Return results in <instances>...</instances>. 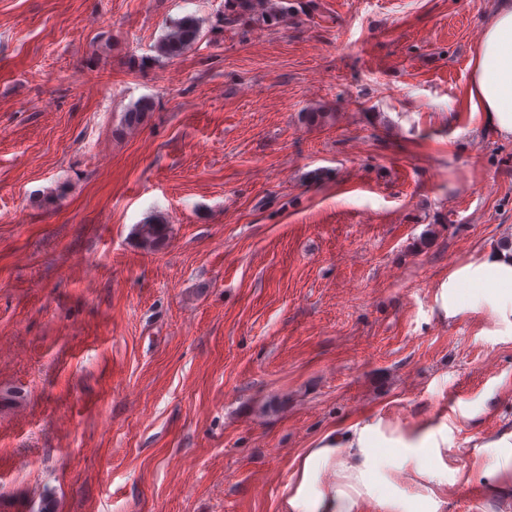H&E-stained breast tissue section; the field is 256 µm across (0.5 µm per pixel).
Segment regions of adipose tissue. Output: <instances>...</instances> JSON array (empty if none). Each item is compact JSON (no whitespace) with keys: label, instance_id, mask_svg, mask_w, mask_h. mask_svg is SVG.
<instances>
[{"label":"adipose tissue","instance_id":"adipose-tissue-1","mask_svg":"<svg viewBox=\"0 0 512 512\" xmlns=\"http://www.w3.org/2000/svg\"><path fill=\"white\" fill-rule=\"evenodd\" d=\"M469 101L476 116L504 137L512 136V0H499L483 29L472 62ZM435 301L442 319L476 316L493 326L512 328V244L480 252L448 271ZM439 427L419 425L388 437L380 423H354L328 436L304 459L297 479L289 481L287 512H354L362 496L379 498L372 477L386 467L412 462L420 475L436 478L430 451L447 446ZM396 449L393 457L381 456ZM326 471L335 482L330 495L316 493L312 481Z\"/></svg>","mask_w":512,"mask_h":512}]
</instances>
